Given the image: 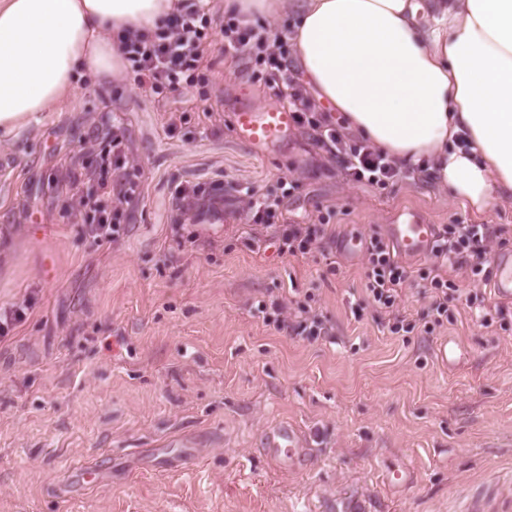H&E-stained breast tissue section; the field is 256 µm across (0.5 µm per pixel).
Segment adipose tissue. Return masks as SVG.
Instances as JSON below:
<instances>
[{
	"instance_id": "obj_1",
	"label": "adipose tissue",
	"mask_w": 512,
	"mask_h": 512,
	"mask_svg": "<svg viewBox=\"0 0 512 512\" xmlns=\"http://www.w3.org/2000/svg\"><path fill=\"white\" fill-rule=\"evenodd\" d=\"M176 0H0V143L63 106L79 76L124 75L116 34ZM288 34L308 90L401 166L429 162L481 211L512 196V0H224Z\"/></svg>"
}]
</instances>
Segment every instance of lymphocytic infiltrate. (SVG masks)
Returning <instances> with one entry per match:
<instances>
[{"label": "lymphocytic infiltrate", "instance_id": "obj_1", "mask_svg": "<svg viewBox=\"0 0 512 512\" xmlns=\"http://www.w3.org/2000/svg\"><path fill=\"white\" fill-rule=\"evenodd\" d=\"M212 0H177L172 13L161 26L149 32L125 31L120 44L130 61L134 80L151 94L183 84L194 87L205 82L201 65L209 54L220 51L240 59L243 72L260 66L265 82L277 90L295 114L298 127L309 133L325 152L336 160L349 180L384 185L403 172L383 151L348 138L293 82L283 38L256 31L243 14L228 18L220 27L223 40L213 37ZM108 149L97 164L75 162L66 169L64 180L71 194V210L80 217L87 234L101 243H113L120 234L118 218L124 204L139 200L142 187L136 175L128 172L130 134L123 118L113 117L99 128ZM328 224H290L275 242L280 255L296 258L310 254L316 245L331 236ZM496 234L491 224H449L439 233L425 275L430 291L427 315L431 326L447 321L450 305L464 302L473 307L486 301L484 286L486 244ZM465 270L470 285L460 287L448 276L449 270ZM412 272L390 246L371 238L366 248L365 294L377 308L392 314L391 334L404 328L403 319L394 315L403 285Z\"/></svg>", "mask_w": 512, "mask_h": 512}]
</instances>
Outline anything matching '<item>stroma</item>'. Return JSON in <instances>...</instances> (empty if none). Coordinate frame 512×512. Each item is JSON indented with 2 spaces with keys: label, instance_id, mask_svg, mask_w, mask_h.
<instances>
[{
  "label": "stroma",
  "instance_id": "stroma-1",
  "mask_svg": "<svg viewBox=\"0 0 512 512\" xmlns=\"http://www.w3.org/2000/svg\"><path fill=\"white\" fill-rule=\"evenodd\" d=\"M206 89L144 94L132 77L91 84L42 124L0 145V308L25 316L0 337V512H512V304L506 328L460 308L426 334L429 306L410 260L388 333L384 310L363 300L364 260L342 239L384 237L403 209L431 223L493 224L512 249V200L483 212L426 172L386 186L350 181L302 129L263 154L237 137L245 99L276 105L263 76L217 58ZM120 109L128 161L144 199L101 245L68 217L56 179L93 158L91 128ZM183 112L177 129L164 124ZM212 120H205V113ZM220 199L179 223L176 185ZM281 200L283 224L328 219L332 238L304 258L278 254L274 232L245 222L248 194ZM309 301L334 326L310 341L265 323L271 303ZM360 315H353V308ZM460 344L454 370L435 358ZM281 422L311 458L272 465L262 433ZM411 477L385 485V467Z\"/></svg>",
  "mask_w": 512,
  "mask_h": 512
}]
</instances>
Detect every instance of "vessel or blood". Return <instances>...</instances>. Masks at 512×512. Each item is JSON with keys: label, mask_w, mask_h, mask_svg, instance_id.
I'll return each instance as SVG.
<instances>
[{"label": "vessel or blood", "mask_w": 512, "mask_h": 512, "mask_svg": "<svg viewBox=\"0 0 512 512\" xmlns=\"http://www.w3.org/2000/svg\"><path fill=\"white\" fill-rule=\"evenodd\" d=\"M234 127L244 144L274 154L287 144L296 124L293 112L287 108L273 106L257 109L242 101L234 109ZM437 237V225L412 213L398 214L386 230L387 242L400 258L418 259L428 256ZM492 264L489 284L494 297L500 302L512 303V250L495 253ZM263 446L271 462L277 465L304 457L300 440L288 425L269 428L263 437Z\"/></svg>", "instance_id": "vessel-or-blood-1"}]
</instances>
